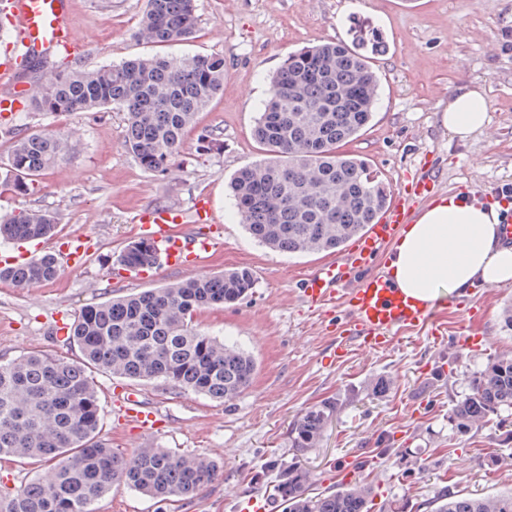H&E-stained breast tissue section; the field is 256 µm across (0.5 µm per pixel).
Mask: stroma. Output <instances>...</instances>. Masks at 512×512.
Instances as JSON below:
<instances>
[{
	"label": "stroma",
	"instance_id": "stroma-1",
	"mask_svg": "<svg viewBox=\"0 0 512 512\" xmlns=\"http://www.w3.org/2000/svg\"><path fill=\"white\" fill-rule=\"evenodd\" d=\"M144 8L145 0H73V23L90 43L75 67L93 69L144 54L218 53L225 62L224 91L198 113L166 176L145 170L128 151L120 112L62 116L30 110L0 122V164L17 135L30 130L72 134L79 143L28 193L0 194V214L54 212L55 234L39 244L44 253L76 234L94 244L80 268H63L55 281L26 289L0 282V360L39 349L75 357L57 338L56 324L73 322L85 305L247 267L256 280L252 294L201 310L194 322L250 352L257 369L251 386L226 404L153 381L134 383L144 402L158 409L157 427L146 434L117 421L120 378L93 371L100 437L109 447L129 453L153 445L204 456L220 467L193 499L163 508L121 488L100 496L95 512H245L249 498L271 495L278 468L293 458V420L327 398L336 399L339 410L319 447L301 459L314 489L368 484L371 512H386L394 499L406 500L411 512H434L437 497L449 489L476 495L512 490V448L495 426L467 435L448 427V410L469 375L494 355L512 354V332L500 319L501 308L512 304V283L475 288L477 317L451 306L435 316L451 332L468 325L472 335L484 337L482 345L440 348L425 327L378 352L348 347L336 362L344 311L318 315L301 294L306 276L334 262L335 254L288 256L263 247L247 234L229 191L230 176L260 157L252 130L283 59L305 47L350 42L359 20L382 31L386 49L372 60L381 81L374 119L347 152L368 158L394 189L419 175L425 163L440 178V198L512 188V0H197L194 38L164 46L137 39ZM466 83L484 88L491 121L463 143L442 127L440 115L450 92ZM211 139L221 141V151L206 150ZM201 194L210 197L218 225V245L201 264L115 278L117 255L138 236L139 210L169 204L188 210ZM380 377L392 379L394 387L377 399L370 384ZM491 453L502 458L493 470L482 464Z\"/></svg>",
	"mask_w": 512,
	"mask_h": 512
}]
</instances>
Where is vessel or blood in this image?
<instances>
[{"mask_svg": "<svg viewBox=\"0 0 512 512\" xmlns=\"http://www.w3.org/2000/svg\"><path fill=\"white\" fill-rule=\"evenodd\" d=\"M0 16L9 22L15 35L9 52L0 56V112L16 111L20 99L31 97L34 86L25 81L30 61L64 53L76 58L84 49V38L72 20V0H0ZM434 173L408 180L375 224L356 241L348 254L309 274L302 290L303 300L318 310L343 307L346 317L340 324V344L375 351L388 348L398 333L430 327L434 344H445L441 327L432 323L434 307L417 304L394 288L376 261L386 246L394 242L413 218L412 205L435 193ZM135 222L142 237L151 240L169 267L199 264L215 240L205 233L212 224L209 197L199 196L192 210L178 205L140 210ZM157 418L155 408L141 401L137 393L124 391L119 401L118 419L150 431Z\"/></svg>", "mask_w": 512, "mask_h": 512, "instance_id": "vessel-or-blood-1", "label": "vessel or blood"}]
</instances>
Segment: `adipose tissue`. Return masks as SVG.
Returning a JSON list of instances; mask_svg holds the SVG:
<instances>
[{"instance_id": "ef3b65f1", "label": "adipose tissue", "mask_w": 512, "mask_h": 512, "mask_svg": "<svg viewBox=\"0 0 512 512\" xmlns=\"http://www.w3.org/2000/svg\"><path fill=\"white\" fill-rule=\"evenodd\" d=\"M490 121L481 86H458L448 97L441 123L452 136L466 141ZM500 215L493 208L452 196L429 206L402 232L387 256L394 285L424 303L441 291L471 292L475 284L498 287L512 282V246L503 244Z\"/></svg>"}]
</instances>
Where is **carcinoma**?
<instances>
[{"label": "carcinoma", "instance_id": "cac0c4a2", "mask_svg": "<svg viewBox=\"0 0 512 512\" xmlns=\"http://www.w3.org/2000/svg\"><path fill=\"white\" fill-rule=\"evenodd\" d=\"M196 24L195 0H146L138 37L159 45L183 41ZM384 46L375 27L360 24L350 45L325 43L283 60L254 128L263 158L230 180L242 223L258 243L288 254L335 250L362 234L386 207L389 184L368 159L340 151L372 120L380 83L365 52ZM38 74L33 110L122 112L129 151L144 169L165 175L198 112L223 92L225 68L224 56L216 53L139 55L94 70L70 71L60 64ZM70 149L72 143L52 131L22 135L5 163V187L27 192ZM55 224L53 213L42 209L0 215V240L46 238ZM156 261L154 244L144 238L117 257L129 270L150 269ZM60 274L51 254L0 267V281L22 289ZM254 287L251 271L241 268L114 296L84 306L69 327L78 359L36 350L0 360V457L51 463L32 482L0 493V512H94L100 496L120 487L162 504L196 496L213 478L214 461L163 448L126 454L98 439L101 404L90 372L234 400L252 383L254 357L199 331L192 319L204 308L241 301ZM509 410L512 355L498 354L456 396L448 425L465 435L497 418L508 442L512 430L502 413ZM336 412V401L329 399L307 408L292 425L291 447L299 453L318 447ZM272 489L286 512H370L368 485L314 492L310 473L297 462L278 470ZM436 512H512V491L477 496L448 490Z\"/></svg>", "mask_w": 512, "mask_h": 512}]
</instances>
